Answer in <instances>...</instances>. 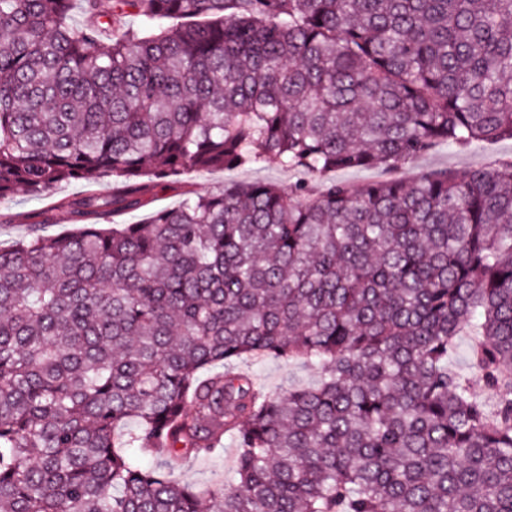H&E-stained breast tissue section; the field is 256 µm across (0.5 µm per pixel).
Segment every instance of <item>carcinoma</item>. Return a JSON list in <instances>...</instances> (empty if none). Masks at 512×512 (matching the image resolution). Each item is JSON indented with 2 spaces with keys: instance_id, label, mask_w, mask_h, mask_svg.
<instances>
[{
  "instance_id": "cac0c4a2",
  "label": "carcinoma",
  "mask_w": 512,
  "mask_h": 512,
  "mask_svg": "<svg viewBox=\"0 0 512 512\" xmlns=\"http://www.w3.org/2000/svg\"><path fill=\"white\" fill-rule=\"evenodd\" d=\"M75 2L0 0V199L121 184L0 246V512H512V161L98 224L151 207L145 172L512 140V0ZM243 357L321 376L271 391ZM228 437L232 488L173 475ZM473 346L474 339L472 336H458L455 341L454 351L449 358L452 367L460 372H467Z\"/></svg>"
}]
</instances>
